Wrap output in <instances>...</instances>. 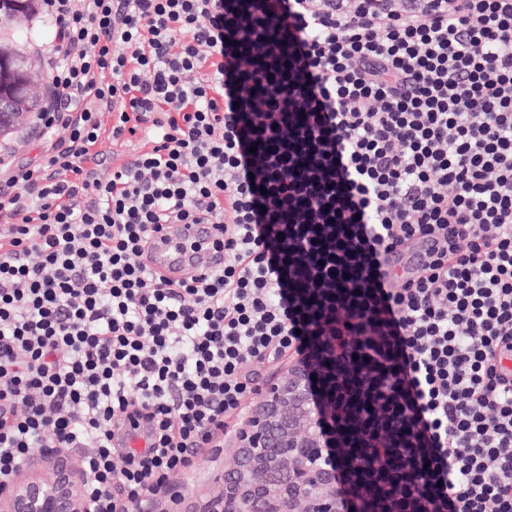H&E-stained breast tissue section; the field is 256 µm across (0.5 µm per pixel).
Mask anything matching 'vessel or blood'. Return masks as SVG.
<instances>
[{
	"mask_svg": "<svg viewBox=\"0 0 512 512\" xmlns=\"http://www.w3.org/2000/svg\"><path fill=\"white\" fill-rule=\"evenodd\" d=\"M214 235L215 227L211 224L166 225L150 236L145 261L171 281L181 280L191 272H209L224 261L212 245ZM420 252V247L415 246L404 253L388 255L384 265L391 273L402 274L415 265Z\"/></svg>",
	"mask_w": 512,
	"mask_h": 512,
	"instance_id": "vessel-or-blood-1",
	"label": "vessel or blood"
}]
</instances>
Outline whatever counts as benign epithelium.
Returning <instances> with one entry per match:
<instances>
[{
  "label": "benign epithelium",
  "instance_id": "obj_1",
  "mask_svg": "<svg viewBox=\"0 0 512 512\" xmlns=\"http://www.w3.org/2000/svg\"><path fill=\"white\" fill-rule=\"evenodd\" d=\"M30 118L1 71L0 141ZM287 372L258 392L236 435L234 471L200 512H338L336 470L324 453L308 369L292 362ZM85 509L79 464L53 448L43 449L41 463L25 467L0 496V512Z\"/></svg>",
  "mask_w": 512,
  "mask_h": 512
}]
</instances>
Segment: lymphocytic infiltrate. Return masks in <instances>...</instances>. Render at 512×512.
Segmentation results:
<instances>
[{"label": "lymphocytic infiltrate", "instance_id": "lymphocytic-infiltrate-1", "mask_svg": "<svg viewBox=\"0 0 512 512\" xmlns=\"http://www.w3.org/2000/svg\"><path fill=\"white\" fill-rule=\"evenodd\" d=\"M40 14V152L0 170V493L74 449L86 512H144L284 358L309 368L340 512H512V0ZM121 139L133 160L99 177ZM201 223L223 267L145 263L161 226ZM99 150L104 154V159H106V162L103 163V165L98 168V174L100 177L106 178L111 173V168H112V164L110 163L111 157L113 155L114 156L130 155L132 153V146L127 142H123L122 140L114 141V142L113 141L112 142L105 141L101 145ZM422 249L423 247L420 244L410 248L404 253L396 255L390 254L386 257L384 265L390 271V273L401 275L404 271H407L406 268L415 266V263L419 258V254Z\"/></svg>", "mask_w": 512, "mask_h": 512}]
</instances>
